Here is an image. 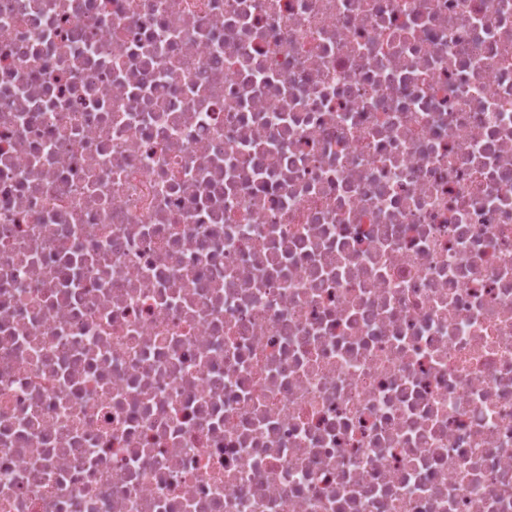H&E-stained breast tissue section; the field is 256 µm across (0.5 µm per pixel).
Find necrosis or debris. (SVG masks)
<instances>
[{
	"label": "necrosis or debris",
	"instance_id": "necrosis-or-debris-1",
	"mask_svg": "<svg viewBox=\"0 0 512 512\" xmlns=\"http://www.w3.org/2000/svg\"><path fill=\"white\" fill-rule=\"evenodd\" d=\"M0 512H512V0H0Z\"/></svg>",
	"mask_w": 512,
	"mask_h": 512
}]
</instances>
